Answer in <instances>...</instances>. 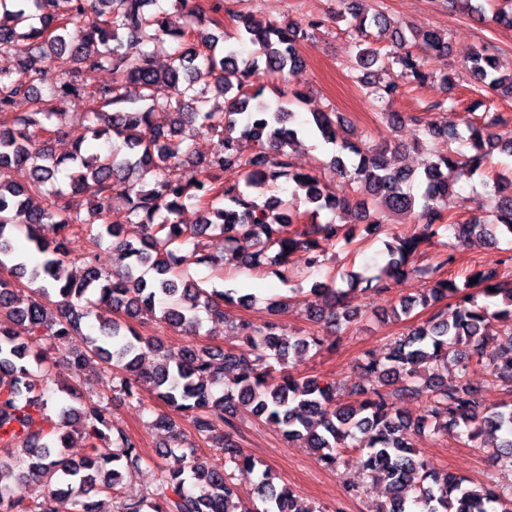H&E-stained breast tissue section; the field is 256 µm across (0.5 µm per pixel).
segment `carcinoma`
Wrapping results in <instances>:
<instances>
[{
    "mask_svg": "<svg viewBox=\"0 0 512 512\" xmlns=\"http://www.w3.org/2000/svg\"><path fill=\"white\" fill-rule=\"evenodd\" d=\"M189 0H69L66 14L59 0H0V52L19 40L29 42L27 55L13 69L0 71V266L11 261L14 280L0 279V512H55L54 501L74 497L75 512H101L103 493L112 497L113 512H324L302 505L285 486L275 482L269 468L257 461L224 427L248 414L282 426L283 436L299 441L332 469L352 450L359 455L363 474L385 485L388 503L372 512H512V484L496 481L475 484L436 470L419 458L410 444L415 430L390 402V388L410 395L426 394V416L443 428H458L468 439L502 434L493 445L501 467L512 472V281L498 268L471 272L459 284L437 278L429 294H419L391 309V318L409 316L428 300L455 299L395 341L387 354L372 358L361 368L380 380L377 389L356 388L348 398L338 394L336 382L296 376L286 370L290 357L321 350L326 338L315 333H289L271 321L243 320L235 344L225 350L186 345L173 357L152 336L130 324L157 317L177 331L192 333L200 313L224 321V305L236 302L248 308L251 296L234 288H202L190 278L191 265L212 267L241 264L252 269L285 265L292 252L308 253V268L320 271L329 245H349L355 225L381 228L391 214L415 216L417 231L388 245L383 274L364 278L347 275L348 289L336 288L335 279L317 281L311 292L324 298L326 307L313 308L310 320L329 328L360 320L365 312L348 301L360 284L378 292L388 280H404L420 270L413 257L439 231L448 232L453 249L471 237L491 245L498 236L512 238V179L494 181L497 197L492 218H471L466 223L443 222L442 203L453 192L455 180L485 169L486 157L499 151L512 157V133L495 129L509 119L486 112L462 135L451 122H436L419 115H396L418 126L414 147L428 137L443 136L448 151L439 154L415 175L388 158L390 145L347 143L348 153L330 160L333 172L358 184L359 201L328 193L321 178L294 168L288 148L299 142L301 126L288 105L272 109L258 101L254 88L259 73H283L301 63L298 45L320 23L302 26L242 17L235 31L224 35V48L215 52L216 38L201 32V11ZM356 0H339L341 16L351 17L353 30L390 26L379 13L367 17ZM173 53L163 67L154 63L156 46L166 41ZM415 42L436 55L448 54V40L427 28L406 36L392 30L394 50L382 55L371 43L354 42L352 70L374 66L387 75L369 95L380 104L393 103L409 83L430 78L421 60L407 49ZM249 43L250 58L238 61L236 45ZM104 69L112 82L91 94L93 106L83 113L71 151L57 157L52 150L58 113L45 106L42 89L61 99L82 91L81 69ZM468 72L478 84L505 90L512 96V74L500 75L494 48L483 45L468 60ZM170 86L177 98L160 100L158 92ZM224 96V106L211 104L208 89ZM170 116L167 125L154 121L157 110ZM337 112H312L306 120L330 142L336 139ZM186 123L218 137L217 148L200 157L184 145ZM121 140L123 153L94 151L96 142ZM251 138L258 150L243 157L239 144ZM69 163V188L56 185L60 166ZM26 166L24 182L8 173ZM192 168L188 177H172L170 170ZM94 181L96 201H78L85 182ZM295 185L310 208L300 211L271 197L260 204L248 189L278 182ZM329 211L331 220L318 221ZM140 225L136 238L125 236V226ZM92 244L109 237L127 263L117 272L99 269L87 251L72 256L69 243L80 231ZM25 228L42 260L30 265L14 252L11 236ZM209 230L224 234V254L203 249ZM77 260L79 278L68 272ZM477 282L470 283L471 279ZM494 291H489V288ZM122 310L125 322L109 319L98 331H85L94 301ZM497 321L501 333L487 329ZM13 322L27 326L29 341L50 340L52 351L30 353L29 341L16 336ZM157 361L143 368L146 352ZM112 373V391L128 398L148 385L167 411L153 423L171 433L176 446L162 455L174 463L154 464V479L146 493L133 499L121 495L124 481L143 470L144 454L138 444L110 418L104 399L78 393L76 379L94 362ZM459 370L462 381L448 387L438 375L426 379L423 364ZM495 376L509 394L496 410L485 409L479 389L467 382L472 368ZM57 390L76 402L62 408L67 420L50 414L48 392ZM189 421L195 434L216 449L209 455L196 444L183 447L181 422ZM79 425L88 441V453L74 459L67 453L71 434ZM258 471L256 499L240 500L232 470ZM20 478L44 484L47 493L34 501L12 497V483Z\"/></svg>",
    "mask_w": 512,
    "mask_h": 512,
    "instance_id": "1",
    "label": "carcinoma"
}]
</instances>
